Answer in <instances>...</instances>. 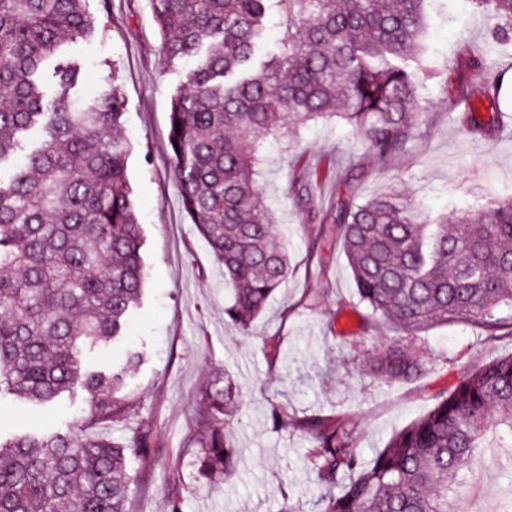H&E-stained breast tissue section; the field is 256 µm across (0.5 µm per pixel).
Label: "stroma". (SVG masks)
Masks as SVG:
<instances>
[{
	"mask_svg": "<svg viewBox=\"0 0 512 512\" xmlns=\"http://www.w3.org/2000/svg\"><path fill=\"white\" fill-rule=\"evenodd\" d=\"M99 28L86 41L71 42L62 56L79 66L82 97L119 86L126 100L124 136L132 147L129 180L146 238L148 279L126 336L114 347L87 351V365L110 367L125 349L141 352L125 382L139 407L125 421L106 426L120 439L128 428L145 426L158 436L146 459L130 461V474L145 473L132 495L131 512H166L171 487L184 496V512H320L322 489L313 461V437L305 430L275 429L272 409L289 420L333 416L346 422L353 446L370 459L389 436L426 413L434 397L451 391L478 365L512 353V336L491 340L467 325H435L410 335L382 325L363 337L361 312L340 316L339 302L351 300L355 284L340 246L322 261L309 260L308 240L317 230L309 210L330 209L339 186L335 175L318 181L309 206L284 193L289 165L335 160L345 169L354 135L344 122L307 123L285 137L261 144L258 179L266 187L273 218L285 227L293 272L243 335L224 320L230 294L224 270L185 213L168 167V112L171 96L184 84V66L165 67L148 0H88ZM427 25L412 71L427 105L408 150L388 165L366 162L357 200L392 185L436 215L478 211L512 196V40L493 36L495 19L470 0H428ZM491 71L507 73L497 107L481 105L488 122L473 132L464 121L460 88L481 83ZM278 343L276 358L266 346ZM393 346L412 350L422 371L389 386L370 369L368 358ZM240 392L243 403L232 419L230 439L241 454L226 479L201 474L183 444L191 431L202 392L221 380ZM77 391L56 407H42L0 395V436L27 432L65 433L86 408ZM484 489L452 495L448 512H494L512 503V464L486 460Z\"/></svg>",
	"mask_w": 512,
	"mask_h": 512,
	"instance_id": "obj_1",
	"label": "stroma"
}]
</instances>
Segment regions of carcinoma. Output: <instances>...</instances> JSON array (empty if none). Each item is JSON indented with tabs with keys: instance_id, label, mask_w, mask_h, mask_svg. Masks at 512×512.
Instances as JSON below:
<instances>
[{
	"instance_id": "cac0c4a2",
	"label": "carcinoma",
	"mask_w": 512,
	"mask_h": 512,
	"mask_svg": "<svg viewBox=\"0 0 512 512\" xmlns=\"http://www.w3.org/2000/svg\"><path fill=\"white\" fill-rule=\"evenodd\" d=\"M88 0H0V393L50 404L75 387L89 394L67 434L0 440V512H129L127 461L156 447L143 426L119 441L100 425L134 411L125 374L82 360L85 347L125 335L146 281L144 239L128 177L130 146L118 135L125 100L114 86L92 101L72 93L77 65L54 68L46 99L40 73L69 41L96 32ZM426 0H151L163 62L189 65L171 97L169 173L198 234L224 265L231 302L225 321L243 333L288 278L256 178L262 139L327 118L352 129L359 150L336 171L345 197L319 223L308 250L342 246L362 331L390 323L411 335L464 324L493 339L512 336V198L448 226L391 191L356 202L352 181L370 156L386 165L415 138L423 113L409 62L419 54ZM512 34V0H471ZM281 13L279 52L257 59L271 8ZM503 74L467 92L496 106ZM180 130H175V123ZM318 172L294 161L284 188L298 203ZM388 383L421 372L414 354L392 349L373 363ZM230 382L205 390L186 447L199 470L234 472L237 452L224 421L238 411ZM273 425L314 433L313 459L325 488L322 512H448V491L478 465V448H512V355L492 359L423 416L394 432L364 461L352 432L333 418Z\"/></svg>"
}]
</instances>
